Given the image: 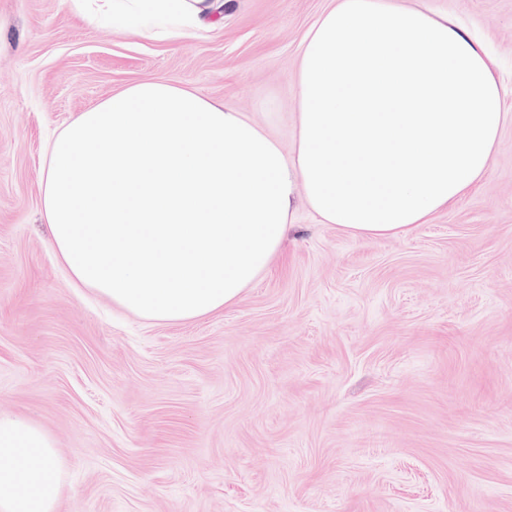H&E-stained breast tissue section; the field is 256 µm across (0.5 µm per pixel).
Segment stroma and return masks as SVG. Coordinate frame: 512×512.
<instances>
[{"instance_id":"35a3bbf8","label":"stroma","mask_w":512,"mask_h":512,"mask_svg":"<svg viewBox=\"0 0 512 512\" xmlns=\"http://www.w3.org/2000/svg\"><path fill=\"white\" fill-rule=\"evenodd\" d=\"M172 39L71 0H0V411L53 437L58 512H512V119L485 176L410 235L297 225L233 306L145 320L76 287L43 218L46 147L144 80L293 153L303 40L333 0H223ZM456 14L512 90V0Z\"/></svg>"}]
</instances>
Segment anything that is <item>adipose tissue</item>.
Instances as JSON below:
<instances>
[{
  "instance_id": "obj_1",
  "label": "adipose tissue",
  "mask_w": 512,
  "mask_h": 512,
  "mask_svg": "<svg viewBox=\"0 0 512 512\" xmlns=\"http://www.w3.org/2000/svg\"><path fill=\"white\" fill-rule=\"evenodd\" d=\"M97 24L184 37L213 0H72ZM293 155L240 112L160 81L81 113L42 181L51 245L73 279L157 322L237 302L295 225V189L355 240L409 235L487 171L506 87L455 15L336 0L308 31ZM40 425L0 412V512L69 495Z\"/></svg>"
}]
</instances>
